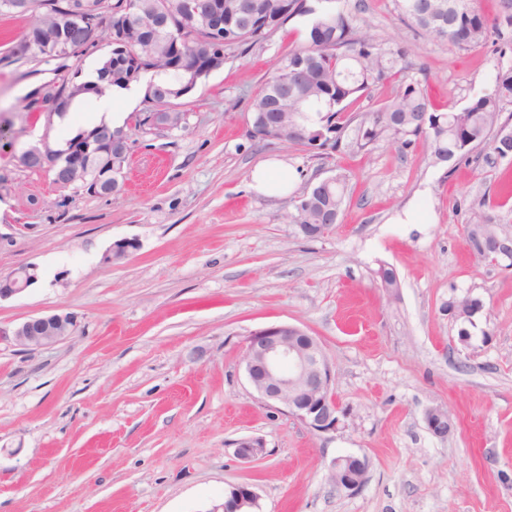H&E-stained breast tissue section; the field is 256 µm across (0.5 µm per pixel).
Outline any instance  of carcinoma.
Here are the masks:
<instances>
[{
  "label": "carcinoma",
  "mask_w": 512,
  "mask_h": 512,
  "mask_svg": "<svg viewBox=\"0 0 512 512\" xmlns=\"http://www.w3.org/2000/svg\"><path fill=\"white\" fill-rule=\"evenodd\" d=\"M0 0V10L30 14L32 21L18 43L10 49L16 57L51 55L67 60L63 47L81 40L74 10L90 18L109 19L102 28L111 47L99 69L112 86L126 87L150 73L159 82L148 85L149 114L139 119L146 124L154 114L172 129L182 127L184 112L178 100L197 81L217 70L214 57L219 50L246 52L262 44L293 18L311 16L305 27V43L283 55L263 88L251 99L249 112L256 122L255 139L276 138L319 156L354 146L363 151L382 138L393 136L410 143V137L430 141L431 155L449 162L492 143L500 158L512 156V138L502 130L496 104L479 98L458 111L435 112L422 89L414 82L375 112L359 115L351 108L371 89L395 76L394 53L358 31L356 17L336 7L316 11L307 0H201L204 11L187 14L182 0ZM400 18L416 26L426 37L458 49L484 44L497 24L478 7V0H447V14L438 11L434 0H393ZM495 97L512 103V67L499 69L494 78ZM38 98L27 95L24 110L39 119L48 113L62 115L71 102L83 95L99 97L104 87L64 78L41 85ZM87 134L81 132L52 150L64 160L81 147ZM87 193L110 194L117 187L109 147L99 145L86 158ZM332 191L315 183L286 214L290 224H336L345 199L346 181L331 176Z\"/></svg>",
  "instance_id": "carcinoma-1"
}]
</instances>
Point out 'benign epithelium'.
<instances>
[{
	"mask_svg": "<svg viewBox=\"0 0 512 512\" xmlns=\"http://www.w3.org/2000/svg\"><path fill=\"white\" fill-rule=\"evenodd\" d=\"M90 141L83 150L61 163L48 148L31 149L22 161H33L38 169L53 173L54 182L61 186L67 171H79L82 159L89 154ZM140 247L135 238H122L112 243L105 256L108 262L127 259ZM492 261L512 260V237L496 235L491 240ZM38 280L36 269L22 266L0 279V300L23 292ZM76 328L74 316L54 313L31 317L10 330L0 328L1 336L33 351L49 347L72 334ZM241 363L245 375L267 406L283 411L301 422L315 434L336 431L339 407L333 394L335 369L322 343L302 328L291 324H273L252 332L243 342ZM428 428L442 436L451 423L448 413L433 409L426 414ZM369 461L364 456L348 454L336 458L330 465L329 476L336 486L351 494L365 484ZM256 505V494L247 484L231 487L224 495L223 512H250Z\"/></svg>",
	"mask_w": 512,
	"mask_h": 512,
	"instance_id": "obj_1",
	"label": "benign epithelium"
}]
</instances>
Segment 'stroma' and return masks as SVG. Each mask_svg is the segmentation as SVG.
Wrapping results in <instances>:
<instances>
[{
	"label": "stroma",
	"instance_id": "stroma-1",
	"mask_svg": "<svg viewBox=\"0 0 512 512\" xmlns=\"http://www.w3.org/2000/svg\"><path fill=\"white\" fill-rule=\"evenodd\" d=\"M362 34L399 52L400 79L356 104L371 112L403 82L418 83L433 108L459 110L494 94L512 66V27L460 50L402 21L392 0H337ZM31 22L0 14V276L39 271L20 295L0 301V327L69 312L74 333L25 351L0 339V512H210L225 490L249 484L254 512H512V268L474 255L467 228L479 221L512 235V159L489 146L434 163L424 139L386 138L371 151L314 157L248 132V107L276 61L302 44L298 18L248 53L230 50L219 70L180 100L184 127L162 137L124 118L129 160L123 188L90 195L61 188L21 154L63 147L80 132L46 126L22 110L34 86L87 72L107 42L58 61L7 52ZM281 161L287 192L257 194L250 174ZM343 173L339 224L309 240L288 224L293 201ZM419 221L404 223L406 213ZM140 248L110 264L113 241ZM393 267L396 296L377 276ZM484 302L469 345L442 307ZM291 323L316 336L335 368L343 413L317 435L265 406L240 364L251 332ZM452 419L447 435L429 410ZM258 438L257 457L238 455ZM367 456L364 487L334 485L336 457Z\"/></svg>",
	"mask_w": 512,
	"mask_h": 512
}]
</instances>
